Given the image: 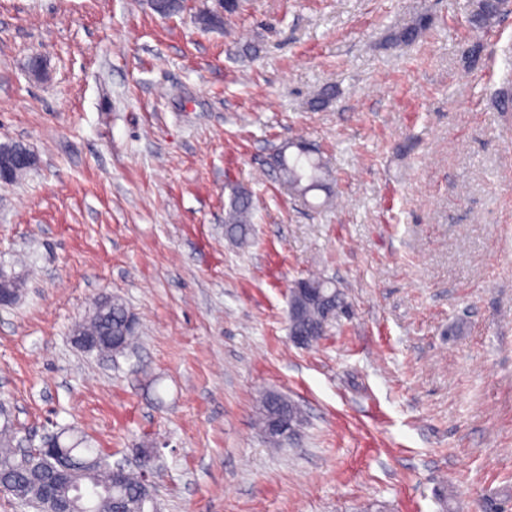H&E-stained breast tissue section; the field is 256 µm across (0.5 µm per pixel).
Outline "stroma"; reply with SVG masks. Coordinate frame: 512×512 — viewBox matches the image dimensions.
<instances>
[{"label": "stroma", "mask_w": 512, "mask_h": 512, "mask_svg": "<svg viewBox=\"0 0 512 512\" xmlns=\"http://www.w3.org/2000/svg\"><path fill=\"white\" fill-rule=\"evenodd\" d=\"M466 2L247 0L204 32L211 0H0V144L37 160L0 183L19 433L74 426L131 469L157 447L159 512H512V8L469 67ZM291 141L329 192L281 185ZM314 275L346 311L306 349L288 300ZM105 294L135 352L72 343ZM269 391L305 416L279 449L255 424ZM252 210V198L248 191H235L230 198L225 216L227 234L240 241H245L250 231Z\"/></svg>", "instance_id": "obj_1"}]
</instances>
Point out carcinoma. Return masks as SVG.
Returning a JSON list of instances; mask_svg holds the SVG:
<instances>
[{"label": "carcinoma", "instance_id": "1", "mask_svg": "<svg viewBox=\"0 0 512 512\" xmlns=\"http://www.w3.org/2000/svg\"><path fill=\"white\" fill-rule=\"evenodd\" d=\"M467 9L471 32L479 36L497 23L505 6L495 0H469ZM427 27L428 20L424 19L415 25L397 30L392 34V40L411 44ZM292 148L294 151L291 153L284 148L276 155L282 184L302 197L322 189L324 164L301 145L294 144ZM252 210V198L248 191H235L225 216L227 234L240 241L246 240L250 231ZM307 282L318 293V297L302 299L297 293L290 292L289 301L298 302V312L296 317L288 318V324L290 332L310 336L318 342L325 335L329 322L326 316L327 306H333V313H338L343 308L342 297L334 294L332 286L319 277H310ZM126 316L127 308L120 299L114 297L109 304L105 298L100 297L93 303L90 317L78 327V332L84 336L117 337L127 349L135 339V330L128 327ZM275 418H283L297 427L302 422V411L286 397L267 392L263 395L259 416L261 429L270 426ZM15 434L10 416H3V425L0 426V486L4 487V495L13 500L16 496L10 488H22L26 493L22 503L26 507L34 512H48L51 501L43 472L50 466V460L43 456L40 448H34L26 455L17 453L14 447ZM69 444L73 445L71 452L79 458L81 467L58 484L59 495L69 499H81L85 490H93L91 512H111L112 500L117 497L124 500L127 512H144L145 503L153 502L151 486L140 475L125 472L119 482L109 483L111 463L109 455L103 449L93 448L83 438L73 434L69 435Z\"/></svg>", "mask_w": 512, "mask_h": 512}]
</instances>
